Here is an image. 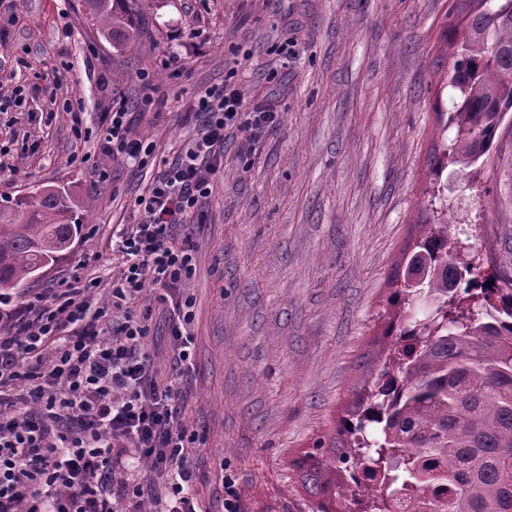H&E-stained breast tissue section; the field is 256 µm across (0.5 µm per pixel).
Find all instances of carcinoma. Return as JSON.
Returning <instances> with one entry per match:
<instances>
[{
  "mask_svg": "<svg viewBox=\"0 0 512 512\" xmlns=\"http://www.w3.org/2000/svg\"><path fill=\"white\" fill-rule=\"evenodd\" d=\"M145 0H84L98 35L124 47L135 38ZM479 0L446 13L454 45L451 108L440 133L453 130L432 173L448 163L493 157L498 130L512 112V11L490 17ZM443 205L424 220L405 256L423 257L414 288L395 273L379 318L385 347L378 372L355 393L330 439L292 462L314 512H512V277L486 275L461 258ZM83 228L78 204L60 187L42 186L0 205V288L22 292L36 272L70 254ZM364 468L372 486L360 484ZM344 471L349 481L336 483Z\"/></svg>",
  "mask_w": 512,
  "mask_h": 512,
  "instance_id": "obj_1",
  "label": "carcinoma"
}]
</instances>
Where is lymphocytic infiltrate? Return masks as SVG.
Here are the masks:
<instances>
[{"label":"lymphocytic infiltrate","instance_id":"lymphocytic-infiltrate-1","mask_svg":"<svg viewBox=\"0 0 512 512\" xmlns=\"http://www.w3.org/2000/svg\"><path fill=\"white\" fill-rule=\"evenodd\" d=\"M190 110L195 135L136 199L138 224L117 232L124 263L106 301L80 276L18 301L0 326V512H204L187 450L198 435L183 421L172 381L191 367L195 246L185 229L224 164V132L259 136L273 103L245 104L222 84ZM103 149L147 164L153 149L131 136L124 108L106 113ZM154 289L174 346L171 373L146 346L150 312L132 301Z\"/></svg>","mask_w":512,"mask_h":512}]
</instances>
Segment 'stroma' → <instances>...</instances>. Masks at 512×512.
Wrapping results in <instances>:
<instances>
[{
  "instance_id": "stroma-1",
  "label": "stroma",
  "mask_w": 512,
  "mask_h": 512,
  "mask_svg": "<svg viewBox=\"0 0 512 512\" xmlns=\"http://www.w3.org/2000/svg\"><path fill=\"white\" fill-rule=\"evenodd\" d=\"M451 3L153 0L138 42L117 50L82 0H0V77L39 88L0 112V148L11 153L0 204L56 185L87 216L68 258L34 287L82 261L101 279L118 274L112 234L140 221L136 197L194 135L197 93L228 82L246 101L277 107V124L259 138L227 131L224 167L189 228L193 367L173 386L181 417L203 437L190 456L208 512L223 510L226 475L240 512H312L292 462L332 436L366 377L363 355L383 346L387 281L426 217V184L468 213L456 235L512 273V130H499L479 176L459 165L429 176L443 146L437 115L450 106ZM75 98L92 132L126 101L130 130L153 142L155 163H127L93 136L76 140L61 110ZM26 140L36 153H23ZM141 303L152 308L154 362L170 371L166 312L152 292Z\"/></svg>"
}]
</instances>
